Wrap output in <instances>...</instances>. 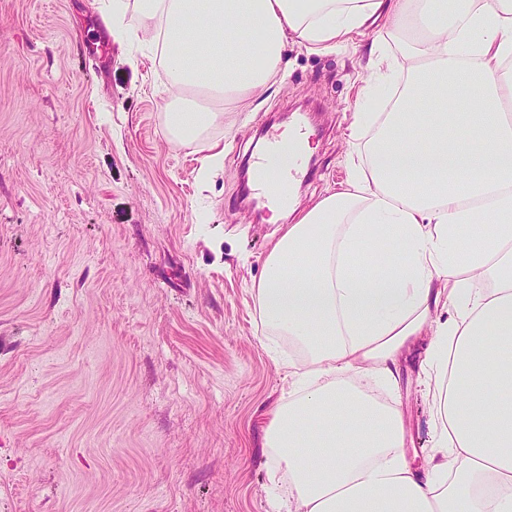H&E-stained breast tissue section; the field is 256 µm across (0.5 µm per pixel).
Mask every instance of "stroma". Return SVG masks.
<instances>
[{
  "instance_id": "35a3bbf8",
  "label": "stroma",
  "mask_w": 512,
  "mask_h": 512,
  "mask_svg": "<svg viewBox=\"0 0 512 512\" xmlns=\"http://www.w3.org/2000/svg\"><path fill=\"white\" fill-rule=\"evenodd\" d=\"M370 36L289 45L247 111L171 136L159 52L112 40L103 0H0V512H269L264 446L288 400L255 288L278 235L246 201L267 127L316 115L306 205L342 190ZM221 158L210 174L208 157ZM425 342L399 359L405 448L434 420Z\"/></svg>"
}]
</instances>
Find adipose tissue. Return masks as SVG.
I'll return each mask as SVG.
<instances>
[{
  "label": "adipose tissue",
  "mask_w": 512,
  "mask_h": 512,
  "mask_svg": "<svg viewBox=\"0 0 512 512\" xmlns=\"http://www.w3.org/2000/svg\"><path fill=\"white\" fill-rule=\"evenodd\" d=\"M405 34L400 64L374 42L390 111L358 112L347 187L305 209L266 181L273 220L295 216L255 288L262 326L297 350L265 435L288 472L274 512H512V0H112V38L161 53L176 94L242 103L284 68L288 45L336 50L374 28ZM440 109L417 111L423 90ZM223 112L173 108L191 142ZM473 134V141L459 137ZM430 335L423 386L435 452L404 451L395 364ZM316 425L304 429L306 420Z\"/></svg>",
  "instance_id": "obj_1"
}]
</instances>
